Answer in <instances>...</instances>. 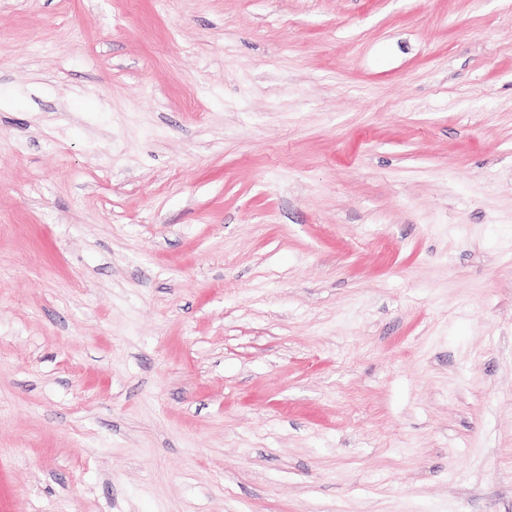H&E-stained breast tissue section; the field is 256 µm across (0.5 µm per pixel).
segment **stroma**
Here are the masks:
<instances>
[{"mask_svg":"<svg viewBox=\"0 0 512 512\" xmlns=\"http://www.w3.org/2000/svg\"><path fill=\"white\" fill-rule=\"evenodd\" d=\"M0 512H512V0H0Z\"/></svg>","mask_w":512,"mask_h":512,"instance_id":"stroma-1","label":"stroma"}]
</instances>
